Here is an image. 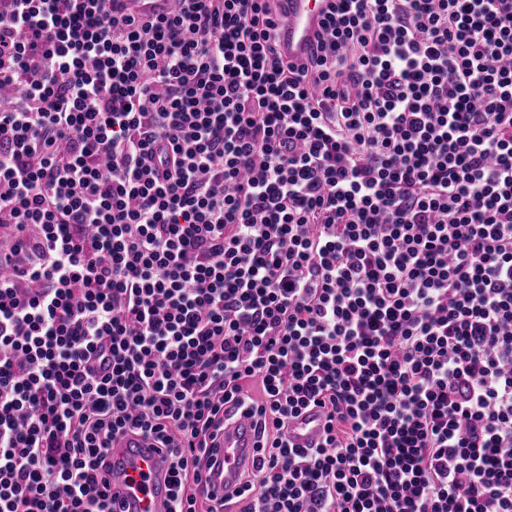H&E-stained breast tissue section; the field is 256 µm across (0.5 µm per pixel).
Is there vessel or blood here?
I'll use <instances>...</instances> for the list:
<instances>
[{
  "mask_svg": "<svg viewBox=\"0 0 512 512\" xmlns=\"http://www.w3.org/2000/svg\"><path fill=\"white\" fill-rule=\"evenodd\" d=\"M279 28L285 58L295 62L306 57L315 45V34L325 17L324 0H282ZM174 0H117L125 12L168 15ZM324 418L310 409L294 419L288 438L297 446L318 441ZM259 433L251 419L237 416L224 425V434L214 455L207 458L204 490L219 500L233 491L240 473L252 468L256 459ZM111 464L106 477L116 496L117 512H167L168 461L152 439L129 434L117 439L109 450Z\"/></svg>",
  "mask_w": 512,
  "mask_h": 512,
  "instance_id": "b4317fda",
  "label": "vessel or blood"
}]
</instances>
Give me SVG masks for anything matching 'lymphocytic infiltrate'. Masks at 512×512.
Segmentation results:
<instances>
[{"label":"lymphocytic infiltrate","instance_id":"f902f5d3","mask_svg":"<svg viewBox=\"0 0 512 512\" xmlns=\"http://www.w3.org/2000/svg\"><path fill=\"white\" fill-rule=\"evenodd\" d=\"M0 0V512H512V0ZM320 439L288 444L302 411ZM115 8L137 14L168 15L174 0H116ZM279 28L285 58L296 62L313 49L315 34L325 17V0H281ZM259 433L252 419L242 414L224 422V435L216 454L205 462L204 490L215 500L233 491L240 473L253 467ZM108 460L111 468L105 477L112 484L118 512H167L168 461L152 439L123 436L112 444Z\"/></svg>","mask_w":512,"mask_h":512}]
</instances>
